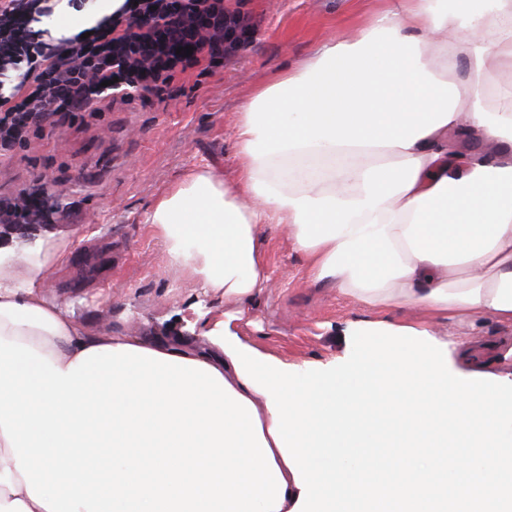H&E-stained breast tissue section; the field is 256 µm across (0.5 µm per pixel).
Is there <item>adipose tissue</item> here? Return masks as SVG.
Masks as SVG:
<instances>
[{"label":"adipose tissue","instance_id":"1","mask_svg":"<svg viewBox=\"0 0 512 512\" xmlns=\"http://www.w3.org/2000/svg\"><path fill=\"white\" fill-rule=\"evenodd\" d=\"M512 0H380L241 107L236 178L184 173L146 218L166 262L241 307L287 228L312 281L512 328ZM0 243V512H292L266 396L222 347L101 335Z\"/></svg>","mask_w":512,"mask_h":512}]
</instances>
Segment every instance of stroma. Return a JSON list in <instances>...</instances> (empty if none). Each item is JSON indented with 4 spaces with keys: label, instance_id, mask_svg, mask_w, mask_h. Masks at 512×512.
I'll return each instance as SVG.
<instances>
[{
    "label": "stroma",
    "instance_id": "stroma-1",
    "mask_svg": "<svg viewBox=\"0 0 512 512\" xmlns=\"http://www.w3.org/2000/svg\"><path fill=\"white\" fill-rule=\"evenodd\" d=\"M377 6L378 0H229L228 9L249 16L255 32L222 66L189 68L162 97L114 104L95 128L66 127L50 142L14 151L0 165V198L41 183L62 203L39 230L69 239L45 296L99 333L168 339L187 333L196 346L209 347L206 320L223 318L237 304L220 295L200 301L192 282L167 267L145 215L187 169L207 165L231 178L241 104L320 43L352 37ZM265 258L270 280L232 331L293 368L345 362L365 311L310 280L308 260L286 230L269 234ZM436 326L478 349L503 334L489 316Z\"/></svg>",
    "mask_w": 512,
    "mask_h": 512
}]
</instances>
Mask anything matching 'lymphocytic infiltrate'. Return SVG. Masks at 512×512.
I'll return each instance as SVG.
<instances>
[{
  "mask_svg": "<svg viewBox=\"0 0 512 512\" xmlns=\"http://www.w3.org/2000/svg\"><path fill=\"white\" fill-rule=\"evenodd\" d=\"M30 0H0V150L50 141L62 127L101 117L112 107V51L121 35L111 25L97 27L93 37H73L57 45L35 30ZM224 44L220 35L205 38L198 53L157 55L148 68L153 96H163L178 68L207 59L220 65Z\"/></svg>",
  "mask_w": 512,
  "mask_h": 512,
  "instance_id": "obj_1",
  "label": "lymphocytic infiltrate"
}]
</instances>
